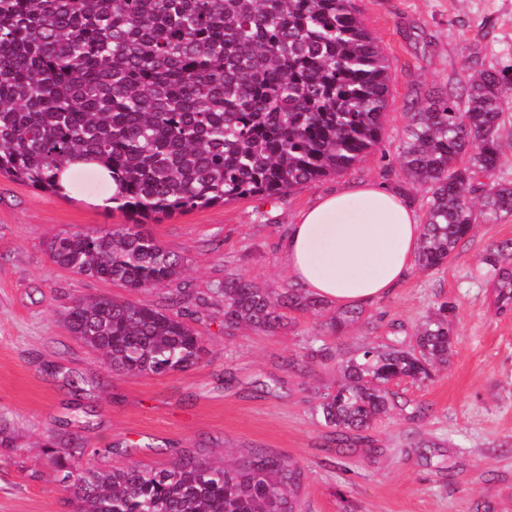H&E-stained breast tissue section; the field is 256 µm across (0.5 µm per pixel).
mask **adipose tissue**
I'll list each match as a JSON object with an SVG mask.
<instances>
[{"label":"adipose tissue","instance_id":"adipose-tissue-1","mask_svg":"<svg viewBox=\"0 0 512 512\" xmlns=\"http://www.w3.org/2000/svg\"><path fill=\"white\" fill-rule=\"evenodd\" d=\"M103 190L93 201L111 206L116 190L93 162L71 165L61 176L76 192L85 175ZM422 225L403 197L379 183H362L319 197L289 225L279 244L294 284L335 304L373 302L398 288L418 254Z\"/></svg>","mask_w":512,"mask_h":512}]
</instances>
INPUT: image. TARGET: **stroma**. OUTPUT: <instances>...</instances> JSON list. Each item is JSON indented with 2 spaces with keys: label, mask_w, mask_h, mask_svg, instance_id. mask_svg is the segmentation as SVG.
Instances as JSON below:
<instances>
[{
  "label": "stroma",
  "mask_w": 512,
  "mask_h": 512,
  "mask_svg": "<svg viewBox=\"0 0 512 512\" xmlns=\"http://www.w3.org/2000/svg\"><path fill=\"white\" fill-rule=\"evenodd\" d=\"M353 4L389 65L380 142L348 170L289 193L146 221V232L183 257L177 283L131 290L56 265L46 252L54 235L109 231L129 217L0 175V420L14 437L13 447H0V512H72L48 462L52 437L73 440L100 468L135 462L160 470L189 453L227 466L256 450L286 457L304 471L302 512H476L484 502L512 512V311L494 310L483 262L489 248L512 239V216L475 223L457 258L436 270L413 266L344 329L330 325L332 304L318 314L287 310L274 333L224 328L226 277L275 294L291 288L279 242L319 196L379 182L424 216L426 188L407 182L400 160L412 112L459 91L475 61L512 64V0ZM103 295L182 311L205 336V357L183 372L112 375L64 322L72 302ZM433 314L454 330L447 364L425 383L393 387L423 413L392 409L369 430V443L337 457L332 430L315 411L336 384V362L300 367L306 347L315 340L346 354L413 335Z\"/></svg>",
  "instance_id": "obj_1"
}]
</instances>
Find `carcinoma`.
<instances>
[{
  "mask_svg": "<svg viewBox=\"0 0 512 512\" xmlns=\"http://www.w3.org/2000/svg\"><path fill=\"white\" fill-rule=\"evenodd\" d=\"M389 66L351 0H0V174L57 196L79 159L106 165L113 208L149 220L241 197H274L352 167L383 134ZM512 65L480 66L462 93L412 114L401 151L428 187L418 264L456 256L478 219L512 215L498 178ZM46 249L76 274L131 289L178 281L184 259L138 225L56 235ZM495 304L512 311V241L484 258ZM224 328L270 333L284 310L321 301L224 280ZM69 331L116 375L184 371L204 337L179 311L99 296L74 302ZM454 333L429 316L414 341L366 344L337 362L316 412L350 449L395 404L390 385L424 382ZM48 456L75 512H300L301 467L255 451L236 467L185 455L170 469L83 465L71 440Z\"/></svg>",
  "mask_w": 512,
  "mask_h": 512,
  "instance_id": "carcinoma-1",
  "label": "carcinoma"
}]
</instances>
